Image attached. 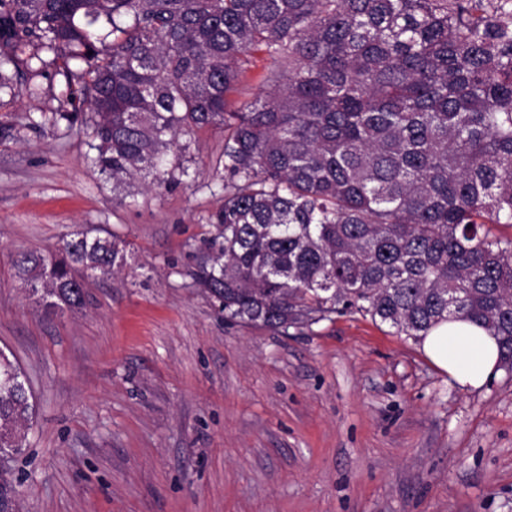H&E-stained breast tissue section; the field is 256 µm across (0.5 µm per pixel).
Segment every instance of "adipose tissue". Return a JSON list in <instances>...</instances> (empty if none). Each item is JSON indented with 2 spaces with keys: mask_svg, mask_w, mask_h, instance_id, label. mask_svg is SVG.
<instances>
[{
  "mask_svg": "<svg viewBox=\"0 0 512 512\" xmlns=\"http://www.w3.org/2000/svg\"><path fill=\"white\" fill-rule=\"evenodd\" d=\"M421 347L438 369L464 389L482 387L499 363L496 340L482 328L464 321L433 328L422 339Z\"/></svg>",
  "mask_w": 512,
  "mask_h": 512,
  "instance_id": "obj_1",
  "label": "adipose tissue"
}]
</instances>
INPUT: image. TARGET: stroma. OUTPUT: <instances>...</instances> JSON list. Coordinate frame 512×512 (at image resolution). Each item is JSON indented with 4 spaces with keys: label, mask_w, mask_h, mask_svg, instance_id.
I'll return each mask as SVG.
<instances>
[{
    "label": "stroma",
    "mask_w": 512,
    "mask_h": 512,
    "mask_svg": "<svg viewBox=\"0 0 512 512\" xmlns=\"http://www.w3.org/2000/svg\"><path fill=\"white\" fill-rule=\"evenodd\" d=\"M55 66L0 91V349L37 413L19 512H512V373L449 382L419 340L359 313L288 332L229 324L192 272L224 202V133L180 136L173 184L124 192ZM128 265L46 314L15 253L74 225Z\"/></svg>",
    "instance_id": "stroma-1"
}]
</instances>
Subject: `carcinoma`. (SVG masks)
<instances>
[{
    "mask_svg": "<svg viewBox=\"0 0 512 512\" xmlns=\"http://www.w3.org/2000/svg\"><path fill=\"white\" fill-rule=\"evenodd\" d=\"M252 50L270 89L231 109ZM56 66L99 171L159 185L177 138L224 130V204L196 265L224 321L285 332L360 312L419 339L493 336L512 371V0H0L1 69ZM100 229L18 252L14 277L86 305L122 267ZM35 406L0 350V431ZM16 488L0 471V507Z\"/></svg>",
    "mask_w": 512,
    "mask_h": 512,
    "instance_id": "cac0c4a2",
    "label": "carcinoma"
}]
</instances>
